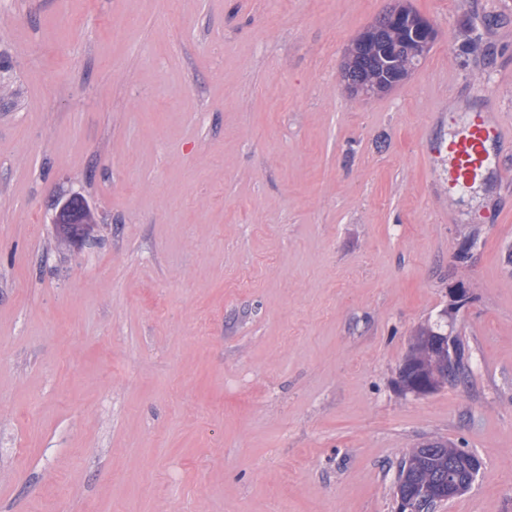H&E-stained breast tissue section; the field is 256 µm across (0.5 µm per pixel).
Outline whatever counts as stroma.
I'll return each mask as SVG.
<instances>
[{
	"instance_id": "35a3bbf8",
	"label": "stroma",
	"mask_w": 512,
	"mask_h": 512,
	"mask_svg": "<svg viewBox=\"0 0 512 512\" xmlns=\"http://www.w3.org/2000/svg\"><path fill=\"white\" fill-rule=\"evenodd\" d=\"M394 2L0 5V512H398L435 438L483 462L437 512H512V190L423 158L512 126V0H408L432 48L348 94ZM454 288L465 373L402 393ZM396 27H403L406 38L415 41H430L436 32L431 22L420 14H411L406 20L403 11L400 9L391 10L366 28L352 42L346 57L347 62L351 66V71L356 68L354 62L358 55L357 47L359 45L374 42L375 36L380 29H392ZM87 214L85 203L78 194H70L58 203L51 217V224L57 238L77 245L92 241L99 225L91 224L86 219ZM88 215L95 221L93 213Z\"/></svg>"
}]
</instances>
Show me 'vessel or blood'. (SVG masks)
I'll list each match as a JSON object with an SVG mask.
<instances>
[{
    "mask_svg": "<svg viewBox=\"0 0 512 512\" xmlns=\"http://www.w3.org/2000/svg\"><path fill=\"white\" fill-rule=\"evenodd\" d=\"M506 141L499 113L481 112L459 128L449 144L427 143L424 158L429 168L444 167L449 188L488 180L499 184L512 179V162L499 154Z\"/></svg>",
    "mask_w": 512,
    "mask_h": 512,
    "instance_id": "b4317fda",
    "label": "vessel or blood"
}]
</instances>
